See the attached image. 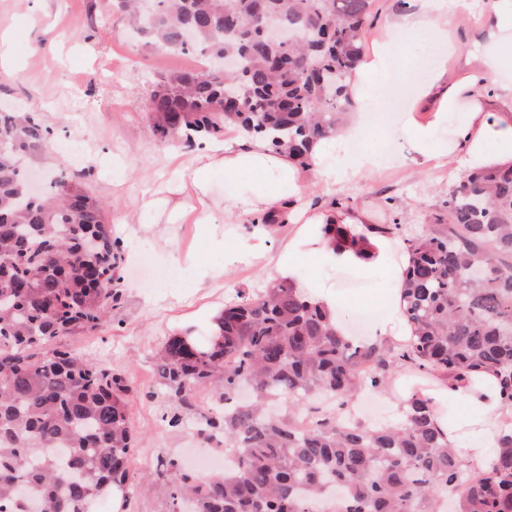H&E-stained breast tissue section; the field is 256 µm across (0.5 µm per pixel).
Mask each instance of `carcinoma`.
<instances>
[{"label": "carcinoma", "mask_w": 512, "mask_h": 512, "mask_svg": "<svg viewBox=\"0 0 512 512\" xmlns=\"http://www.w3.org/2000/svg\"><path fill=\"white\" fill-rule=\"evenodd\" d=\"M373 3L110 0L135 38L209 62L151 94L146 111L161 139L189 148L236 132L301 167L354 106L350 81ZM260 18L296 29L300 43H262ZM49 138L36 113L0 109V512H90L115 489L129 499L131 387L55 347L76 328L101 326L119 303L120 246L78 174L60 173L38 197L25 192V160ZM432 221L406 239L403 345L343 339L286 279L225 305L209 348L168 338L154 371L178 410L163 421L218 438L234 464L203 477L163 457L139 489L164 486L169 512H442L444 498L456 512H512L511 434L491 471L466 477L417 392L398 424L343 419L359 393L385 391L406 361L421 375L492 372L512 408V166L469 173ZM207 389L218 405L203 411L196 400ZM290 395L333 406L269 410Z\"/></svg>", "instance_id": "obj_1"}]
</instances>
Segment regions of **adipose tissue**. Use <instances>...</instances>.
Segmentation results:
<instances>
[{
    "label": "adipose tissue",
    "mask_w": 512,
    "mask_h": 512,
    "mask_svg": "<svg viewBox=\"0 0 512 512\" xmlns=\"http://www.w3.org/2000/svg\"><path fill=\"white\" fill-rule=\"evenodd\" d=\"M468 0H419L416 10L397 14L386 28L383 39L364 52L354 72L351 95L355 109L348 124L336 137L318 142L312 150L313 174H306L287 154L274 152L258 138H247L221 146L204 143L199 161L179 186L183 196L179 215L195 214L197 223L214 224L208 202L209 184L215 172L225 179V216L252 225L250 242L231 247L208 234L211 250L223 253L222 264L214 266L212 280L223 279L231 268L242 264L265 263L275 280L293 281L297 290L319 304L331 316L337 332H345L351 304L323 278L324 271L354 268L365 274L381 272L393 286L379 296L368 334L372 342H402L409 336L401 316L398 285L401 269L391 263L396 242L380 234L367 206L332 207L322 211L289 210V201L303 195L309 181L329 187L337 178H369L387 164L378 150L367 147L347 152V143L365 138L367 129L386 111L382 85L402 81L409 97L408 113L399 127L389 134L406 141L413 165L427 170L441 162L472 171L489 166L512 165V81L503 79L504 47L512 45V0H490L485 52L465 76L447 82L448 55L456 49L448 30L454 15L467 9ZM426 40L432 48V63L425 77H415L410 69H398L394 60L399 37ZM428 120H419V113ZM464 113L451 139H437L447 126L448 115ZM295 225L286 245L270 252L268 218ZM339 224L343 234L332 241L325 227ZM424 394L431 401L434 422L447 436L464 468L491 470L492 453L507 434V411L500 396V384L493 374L483 372L464 378L438 379ZM464 404L467 412L451 420L443 409L448 403Z\"/></svg>",
    "instance_id": "ef3b65f1"
}]
</instances>
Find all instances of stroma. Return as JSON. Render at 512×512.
<instances>
[{
	"label": "stroma",
	"mask_w": 512,
	"mask_h": 512,
	"mask_svg": "<svg viewBox=\"0 0 512 512\" xmlns=\"http://www.w3.org/2000/svg\"><path fill=\"white\" fill-rule=\"evenodd\" d=\"M484 22L477 11L453 17L451 31L461 54L448 60L449 80L461 78L466 59L483 50ZM8 28L16 34L13 49L22 65L9 73L0 70V107L36 112L51 129L40 168L63 165L84 173L107 216L128 217L117 234L120 304L103 326L76 331L60 342L132 383L138 444L129 461L131 475L151 468L161 452L182 458L191 448L217 450V442L199 437L195 429L164 427L161 417L173 402L157 392L153 357L177 322L193 320L202 306L232 302L239 291H261L270 271L260 263L241 265L222 283L212 284L210 269L221 257L210 249L200 225L190 217L169 220L180 198L183 169L194 165V155L160 140L145 107L161 80L195 59L133 41L108 0H44L37 25L23 0H0V31ZM367 141L383 147L391 161L388 168L369 179H340L327 189L311 188L302 205L318 210L338 199L349 206L367 204L375 223L394 214L401 238L421 232L462 173L445 165L417 170L403 142L388 140L385 126H371ZM189 254L197 257L194 267L176 270V259ZM329 279L352 300L350 328L362 333L390 280L352 270L330 272Z\"/></svg>",
	"instance_id": "obj_1"
}]
</instances>
